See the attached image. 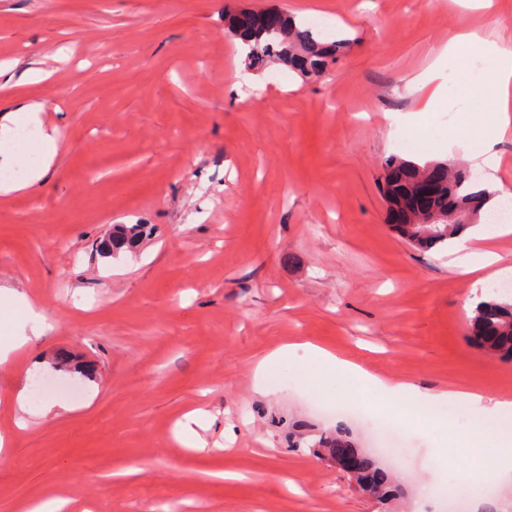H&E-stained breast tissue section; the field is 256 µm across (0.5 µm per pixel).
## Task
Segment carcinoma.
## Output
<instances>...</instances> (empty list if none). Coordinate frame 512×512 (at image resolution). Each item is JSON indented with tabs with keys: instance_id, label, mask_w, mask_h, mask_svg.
<instances>
[{
	"instance_id": "obj_1",
	"label": "carcinoma",
	"mask_w": 512,
	"mask_h": 512,
	"mask_svg": "<svg viewBox=\"0 0 512 512\" xmlns=\"http://www.w3.org/2000/svg\"><path fill=\"white\" fill-rule=\"evenodd\" d=\"M273 10L248 11L244 14L224 13V28L232 36L250 43L249 60L256 67L264 66L275 59L293 72L303 76L325 73L336 63L337 52L343 40L325 41L320 32L298 24L290 16L280 13L271 21ZM384 176L379 185L380 192L389 205L408 207L411 189L415 182L429 171H434L436 195L433 207L442 213L436 224L427 223V218H418L414 231H428L414 248L429 251L443 249L458 235L463 225L447 215L450 208L461 207L466 211L470 226L481 213L494 211L491 195L478 188L470 173L463 166L454 168L440 161L423 164L411 160L389 157L383 163ZM154 229L148 224H115L112 233L100 243V252L113 255L121 250L138 248ZM469 340L478 348L504 357L512 358V303L497 298L479 303L470 318ZM322 447L329 457L346 456L352 452L353 444L343 434L326 437ZM355 482L359 487L380 500L393 496L394 480L391 474L379 467L375 461L361 456Z\"/></svg>"
}]
</instances>
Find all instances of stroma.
Masks as SVG:
<instances>
[{"instance_id":"obj_1","label":"stroma","mask_w":512,"mask_h":512,"mask_svg":"<svg viewBox=\"0 0 512 512\" xmlns=\"http://www.w3.org/2000/svg\"><path fill=\"white\" fill-rule=\"evenodd\" d=\"M323 17L347 45L328 73L252 67L225 9ZM512 48V0H0V93L44 105L59 151L45 184L0 197V328L14 295L48 331L0 368V512L60 495L62 512H449L441 454L468 418L389 417L351 379H324L311 341L431 391L512 401V362L468 341L488 272L396 236L378 182L391 156L458 161L428 78L459 24ZM51 69L37 84L31 67ZM116 224H151L109 257ZM278 383L256 360L285 345ZM51 384L20 419L14 402ZM66 408H57V400ZM207 419L201 447L177 432ZM395 419L410 452L383 455ZM345 432L396 476L379 500L318 453ZM295 350L294 345H284L261 358L254 368L255 387L261 389L264 387L265 369L268 363L272 361H286L289 353Z\"/></svg>"}]
</instances>
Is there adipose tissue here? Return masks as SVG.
<instances>
[{"instance_id":"adipose-tissue-1","label":"adipose tissue","mask_w":512,"mask_h":512,"mask_svg":"<svg viewBox=\"0 0 512 512\" xmlns=\"http://www.w3.org/2000/svg\"><path fill=\"white\" fill-rule=\"evenodd\" d=\"M466 41L478 44L481 59L491 74L490 81L473 82L460 76L455 86L442 82L437 84L434 92L447 95L448 109L454 112L462 130V137L456 146L461 149L466 160L475 162L477 168L484 171L481 188L493 192L502 187L497 177L500 157L494 146L502 140L507 128L512 126V53L474 33L456 35L446 46V53H453L459 43ZM489 235L485 231L477 233L467 229L458 236V246L466 252L465 272L474 273L490 268L495 274L504 276L512 271L504 266L501 256L485 247L484 242ZM301 348L318 360L329 376L355 378L376 390L388 410L392 409L394 400L399 398L409 411L418 415L429 407L458 403L477 410L488 420L512 416V401L509 400L489 399L466 391L433 393L413 383L392 384L363 366L338 357L314 343H302Z\"/></svg>"}]
</instances>
